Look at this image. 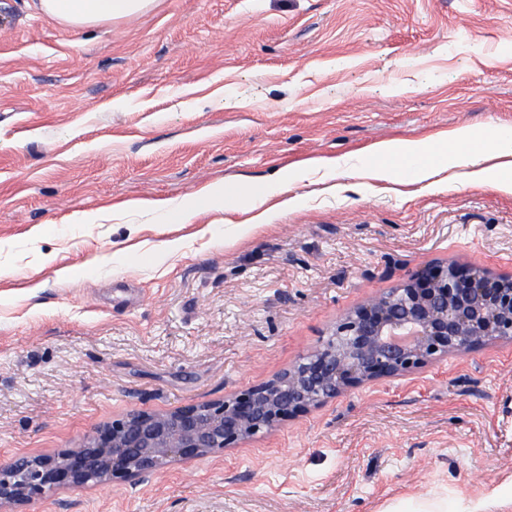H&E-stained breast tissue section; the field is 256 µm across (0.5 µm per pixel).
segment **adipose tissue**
Here are the masks:
<instances>
[{
    "label": "adipose tissue",
    "instance_id": "adipose-tissue-1",
    "mask_svg": "<svg viewBox=\"0 0 512 512\" xmlns=\"http://www.w3.org/2000/svg\"><path fill=\"white\" fill-rule=\"evenodd\" d=\"M151 3L152 0H39L38 6L42 13L59 22L85 27L142 14ZM510 144L511 127L489 125L478 132L466 127L455 130L448 143V158L459 170L458 181L489 184L512 193V155L506 150ZM313 166L332 175L341 171L348 177L390 183L405 178L426 184L439 174L442 163L429 143L385 141L377 144L370 160L359 167L343 168L340 160L332 157L316 159ZM271 185L266 182L251 186L250 215L236 225L234 232L225 235V244H236L267 226L269 210L266 203L271 195Z\"/></svg>",
    "mask_w": 512,
    "mask_h": 512
}]
</instances>
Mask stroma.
I'll return each mask as SVG.
<instances>
[{
  "label": "stroma",
  "instance_id": "stroma-1",
  "mask_svg": "<svg viewBox=\"0 0 512 512\" xmlns=\"http://www.w3.org/2000/svg\"><path fill=\"white\" fill-rule=\"evenodd\" d=\"M0 0V465L266 382L427 265L512 273V193L341 179L383 140L512 127V0H153L76 29ZM293 174L233 247L204 202ZM512 490V344L348 391L220 457L19 512H472ZM454 512L448 509L445 501H424L402 498L392 502L383 512Z\"/></svg>",
  "mask_w": 512,
  "mask_h": 512
}]
</instances>
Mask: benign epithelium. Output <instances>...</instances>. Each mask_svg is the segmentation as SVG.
I'll use <instances>...</instances> for the list:
<instances>
[{
  "mask_svg": "<svg viewBox=\"0 0 512 512\" xmlns=\"http://www.w3.org/2000/svg\"><path fill=\"white\" fill-rule=\"evenodd\" d=\"M512 342V275L454 263L342 314L330 338L275 378L223 399L134 411L76 448L0 465V506L88 485L143 482L165 464L222 453L344 392L409 375L487 342Z\"/></svg>",
  "mask_w": 512,
  "mask_h": 512,
  "instance_id": "benign-epithelium-1",
  "label": "benign epithelium"
}]
</instances>
